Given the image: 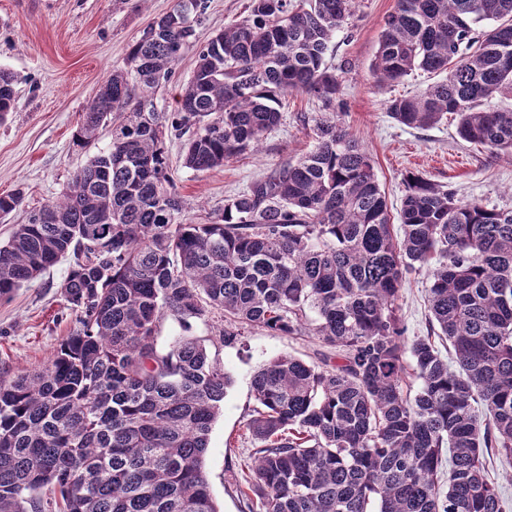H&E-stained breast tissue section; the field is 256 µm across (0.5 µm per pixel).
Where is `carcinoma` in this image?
<instances>
[{"instance_id": "1", "label": "carcinoma", "mask_w": 512, "mask_h": 512, "mask_svg": "<svg viewBox=\"0 0 512 512\" xmlns=\"http://www.w3.org/2000/svg\"><path fill=\"white\" fill-rule=\"evenodd\" d=\"M199 7L177 0L106 76L73 145L110 144L59 196L29 210L20 189L0 196V220L25 212L0 244V298L66 259L61 294L80 325L45 370L0 376V512H219L204 459L231 378L198 339L159 347L168 319L209 326L216 349L248 326L335 349L253 376L257 448L240 493L262 512H502L483 458L512 456V210L410 174L394 232L370 155L332 111L327 55L353 0H252L159 111ZM371 69L379 85L441 76L389 101L397 123L453 115L460 138L512 156V109L484 107L512 96V0H397ZM16 85L0 68V122ZM293 93L326 109L314 147L218 220L183 222L166 132L183 139L184 168L208 171L257 148ZM422 270L453 368L432 337L403 336L399 291Z\"/></svg>"}]
</instances>
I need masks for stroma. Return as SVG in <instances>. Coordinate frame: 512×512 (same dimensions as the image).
Returning a JSON list of instances; mask_svg holds the SVG:
<instances>
[{
    "label": "stroma",
    "instance_id": "1",
    "mask_svg": "<svg viewBox=\"0 0 512 512\" xmlns=\"http://www.w3.org/2000/svg\"><path fill=\"white\" fill-rule=\"evenodd\" d=\"M176 0H0V67L18 79L16 108L0 123V195L24 189L27 207L56 197L83 166L88 151L73 134L88 102L112 67L123 65L130 46L152 18ZM251 0H206L194 24L198 39L241 21ZM396 0H358L336 32L327 61L344 66L336 120L369 153L391 209H399L404 178L417 174L498 209H512V159L462 141L456 123L445 120L411 129L391 118V99L413 95L436 82L416 70L400 82L375 86L370 67L386 17ZM281 124L258 150L225 160L222 167L191 172L181 165V142L168 138L169 165L191 224L215 220L224 202L273 169L296 161L315 143L312 117L322 104L305 95L286 97ZM67 262L44 271L11 299L0 301V374L13 377L44 370L60 344L79 327L60 285ZM426 272L409 276L400 291L398 314L407 339L430 335ZM324 347L314 336H281L260 327L245 329L219 351L232 385L213 425L204 461L219 512H249L239 493L253 461L247 430L257 402L252 379L264 363L288 354L315 363Z\"/></svg>",
    "mask_w": 512,
    "mask_h": 512
}]
</instances>
